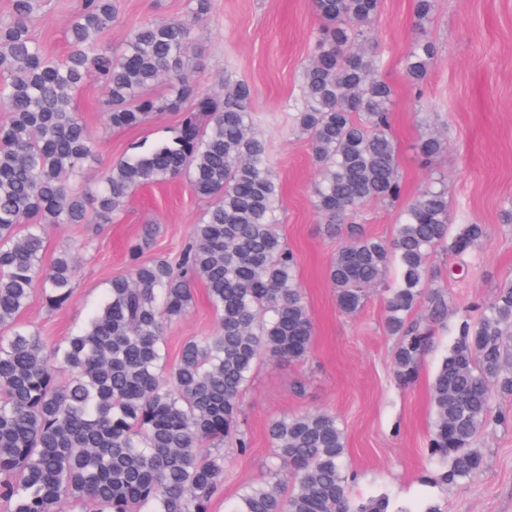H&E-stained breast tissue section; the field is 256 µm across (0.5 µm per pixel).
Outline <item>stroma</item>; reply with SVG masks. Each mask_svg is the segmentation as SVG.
Here are the masks:
<instances>
[{
    "mask_svg": "<svg viewBox=\"0 0 512 512\" xmlns=\"http://www.w3.org/2000/svg\"><path fill=\"white\" fill-rule=\"evenodd\" d=\"M78 0H45L32 32L44 47L62 55L66 30ZM189 0H122L119 20L102 42L121 47L130 30L159 18L185 15ZM322 22L311 0H213L208 22L195 34L200 57L193 80L206 92L221 91L225 79H242L254 88L252 110L257 132L266 140L281 186L278 230L297 258V276L314 326L312 348L298 362L260 358L242 398V418L251 449L224 451V486L210 512H228L248 486L264 481L275 462L269 423L301 412H329L346 435L345 471L352 499L388 494L397 505L417 512L440 503L444 512H512V422L490 424L476 438L485 464L477 475L440 487L433 477L428 439L434 421L430 387L455 339L463 313L479 315L490 305L497 284L512 279V0H436L427 31L437 53L420 88L404 77L402 60L416 29L413 0H381L371 35L382 49L386 79L395 89L392 134L397 145L402 193L398 202L365 204L353 221L362 233L391 239L399 212L430 181L443 179L454 225H486V237L463 261L468 278L451 280L456 258L438 249L430 259L434 283L445 291L448 316L437 324L434 343L424 355L415 383L398 384L392 366L396 339L385 325L384 298L397 275L388 270L354 315L336 307L327 279L336 240L322 233L323 218L312 205L316 170L309 145L293 130L301 96L300 74L309 60ZM104 88L88 80L74 105L97 146L89 182L120 159L134 143L154 142L178 122L159 115L150 124L115 130L104 122ZM430 129L445 131L446 150L432 165L417 155L416 144ZM206 208L187 179L147 185L135 191L115 223L52 224L46 230V259L74 240L90 239L78 256L79 273L69 304L49 310L33 296L18 320L49 343L81 328L99 305L108 280L126 273L129 247L145 227H156L143 260L174 258L191 238ZM217 326L204 286L195 303L169 325L170 356L183 342L210 335Z\"/></svg>",
    "mask_w": 512,
    "mask_h": 512,
    "instance_id": "35a3bbf8",
    "label": "stroma"
}]
</instances>
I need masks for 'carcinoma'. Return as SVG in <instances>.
I'll return each instance as SVG.
<instances>
[{"mask_svg": "<svg viewBox=\"0 0 512 512\" xmlns=\"http://www.w3.org/2000/svg\"><path fill=\"white\" fill-rule=\"evenodd\" d=\"M324 21L312 59L301 73L294 113L318 169L314 209L324 232H346L328 270L337 308L355 313L367 291L394 263L386 327L399 337L393 369L414 383L444 319V292L431 287L428 262L444 246L465 254L486 234L463 224L449 236L452 215L442 181H431L401 212L394 237L357 231L349 219L367 202L401 195L391 132L394 88L384 57L371 46L380 0H312ZM435 0H414L424 26ZM39 0H11L0 21V503L9 512H209L224 485V453L249 451L241 401L260 355L298 361L310 351L313 327L297 278L295 255L282 241L275 212L281 187L265 142L253 132V87L227 80L219 95L189 77L195 27L211 0H191L185 18L154 19L112 48L102 33L116 23L121 0H80L67 28L68 51L48 54L33 39ZM421 36L403 71L418 87L434 59ZM107 91L105 119L132 129L166 112L180 115L169 134L147 147L131 145L95 187L78 186L95 158V140L74 106L88 77ZM166 82L163 94H153ZM445 140L422 137L429 163ZM185 175L206 209L178 262L141 260L153 228L129 248L130 269L111 278L86 324L46 345L16 322L41 285L45 305L65 307L78 273V241L44 263L49 224H111L146 184ZM201 283L218 313L209 336L187 339L167 367L166 327L184 317ZM427 303L428 319L412 315ZM512 280L501 283L487 313L461 315L457 335L431 385L435 421L434 477L453 485L479 472L473 441L491 421L511 414L494 402L512 397ZM268 436L279 466L250 486L229 512H413L385 495L354 501L343 467L344 429L335 415L303 413L271 421ZM208 447L212 452L205 453Z\"/></svg>", "mask_w": 512, "mask_h": 512, "instance_id": "carcinoma-1", "label": "carcinoma"}]
</instances>
